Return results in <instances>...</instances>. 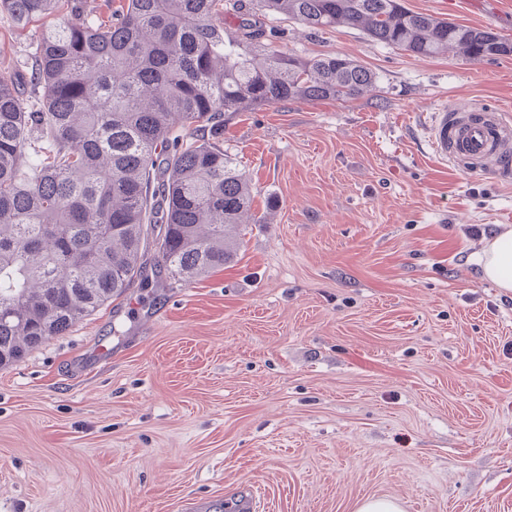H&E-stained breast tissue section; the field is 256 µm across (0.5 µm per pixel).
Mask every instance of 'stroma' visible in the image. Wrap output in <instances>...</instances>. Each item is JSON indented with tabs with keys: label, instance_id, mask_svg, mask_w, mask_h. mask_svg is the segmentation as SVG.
Here are the masks:
<instances>
[{
	"label": "stroma",
	"instance_id": "35a3bbf8",
	"mask_svg": "<svg viewBox=\"0 0 512 512\" xmlns=\"http://www.w3.org/2000/svg\"><path fill=\"white\" fill-rule=\"evenodd\" d=\"M512 40V0H401ZM48 22L0 15V62ZM274 44L377 76L344 101L224 115L253 187L236 262L167 273L0 369V512H512V293L477 258L512 185L443 164L431 111L512 110V55L417 58L351 27Z\"/></svg>",
	"mask_w": 512,
	"mask_h": 512
}]
</instances>
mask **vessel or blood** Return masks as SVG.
<instances>
[{"instance_id": "1", "label": "vessel or blood", "mask_w": 512, "mask_h": 512, "mask_svg": "<svg viewBox=\"0 0 512 512\" xmlns=\"http://www.w3.org/2000/svg\"><path fill=\"white\" fill-rule=\"evenodd\" d=\"M431 148L465 173L512 183V118L482 103L455 100L432 114Z\"/></svg>"}]
</instances>
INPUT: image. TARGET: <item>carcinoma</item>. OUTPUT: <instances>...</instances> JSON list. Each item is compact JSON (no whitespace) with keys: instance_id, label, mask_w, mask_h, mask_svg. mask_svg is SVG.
<instances>
[{"instance_id":"1","label":"carcinoma","mask_w":512,"mask_h":512,"mask_svg":"<svg viewBox=\"0 0 512 512\" xmlns=\"http://www.w3.org/2000/svg\"><path fill=\"white\" fill-rule=\"evenodd\" d=\"M18 27L51 17L29 68L0 65V368L65 335L154 266L190 282L232 262L250 221L224 113L347 101L375 74L268 42V16L352 27L415 57L491 60L512 44L400 0H0Z\"/></svg>"}]
</instances>
